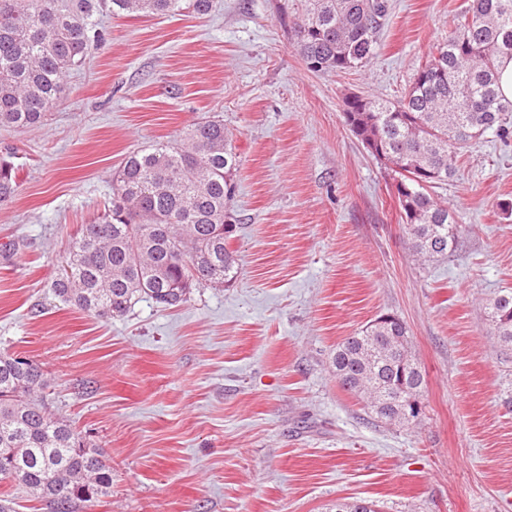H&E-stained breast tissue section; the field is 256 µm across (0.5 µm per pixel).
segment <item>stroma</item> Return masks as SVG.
<instances>
[{
    "label": "stroma",
    "mask_w": 512,
    "mask_h": 512,
    "mask_svg": "<svg viewBox=\"0 0 512 512\" xmlns=\"http://www.w3.org/2000/svg\"><path fill=\"white\" fill-rule=\"evenodd\" d=\"M183 2L102 16L106 42L46 121L0 128V156L23 168L0 207V352L36 360L51 410L111 463L94 512H512V344L487 310L512 288V141H473L432 189L458 243L429 259L395 172L343 112L351 93L398 98L467 0H389L375 59L338 75L294 46L303 0ZM213 116L240 156L236 279L108 320L55 298L124 158ZM383 315L406 323L425 378L409 425L380 422L332 371L337 344Z\"/></svg>",
    "instance_id": "stroma-1"
}]
</instances>
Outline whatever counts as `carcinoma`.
Listing matches in <instances>:
<instances>
[{"label": "carcinoma", "instance_id": "cac0c4a2", "mask_svg": "<svg viewBox=\"0 0 512 512\" xmlns=\"http://www.w3.org/2000/svg\"><path fill=\"white\" fill-rule=\"evenodd\" d=\"M181 0H0V128H30L67 96L65 79L104 40L99 16L168 15ZM389 15L388 0H305L295 45L308 70L342 73L370 64ZM512 61V0H470L448 38L431 49L394 101L364 95L344 102L356 138L376 136L375 158L398 174L402 221L417 251L439 257L457 244V221L429 189L455 172L462 150L491 133L512 138V100L500 69ZM239 156L223 121L188 127L178 141L153 142L127 156L111 205L77 232L52 294L78 310L111 319L148 299L180 308L192 290L234 278L237 259L229 203ZM21 167L0 160V206L11 202ZM497 336L512 343V290L490 299ZM410 358L397 318L371 325L336 347L331 363L350 393L371 394L382 421L396 412L390 389L420 403L424 375ZM44 373L33 359L0 353V482L27 487L50 512L92 508L112 493V465L40 396ZM334 512H377L367 500L338 501Z\"/></svg>", "mask_w": 512, "mask_h": 512}]
</instances>
